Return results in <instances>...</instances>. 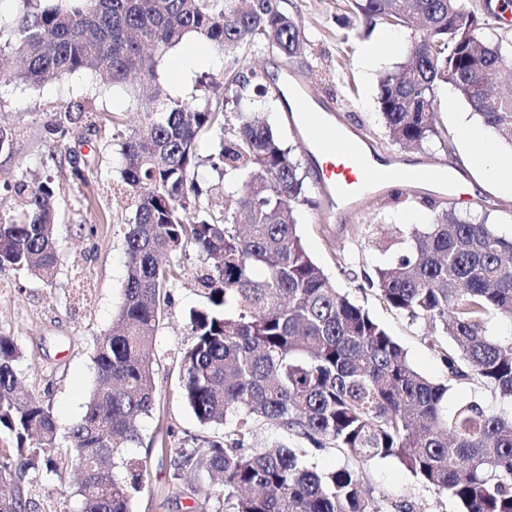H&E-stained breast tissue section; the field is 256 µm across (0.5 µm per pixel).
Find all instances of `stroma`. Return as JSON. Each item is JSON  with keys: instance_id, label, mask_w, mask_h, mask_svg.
I'll use <instances>...</instances> for the list:
<instances>
[{"instance_id": "1", "label": "stroma", "mask_w": 512, "mask_h": 512, "mask_svg": "<svg viewBox=\"0 0 512 512\" xmlns=\"http://www.w3.org/2000/svg\"><path fill=\"white\" fill-rule=\"evenodd\" d=\"M288 10L304 32L307 44L302 57L287 58L266 49L249 56L248 62L265 69L274 84L298 75L307 103L330 112L333 123L346 134L371 144L377 154L392 162L442 163L454 170L462 182L474 181L477 172L461 148L455 133L456 119L465 116L477 122L469 104L455 93H438L439 137L418 148L391 143L385 133L377 102L381 75L405 61L397 54L364 73L356 62V47L369 40L365 26H341L342 0H288ZM179 49L169 50L159 61L155 83L163 89H178L181 99L203 103L211 99L201 74L219 79L228 62L218 59L207 70L193 69L178 74ZM99 82L92 71L82 70L62 80L37 88L16 81L0 82V123L16 128L9 148L0 150V208L9 209L12 196L7 180L21 175L42 177L62 174L61 192L55 200L58 214V274L47 286L25 276L0 275V334L14 337L24 352L21 364L26 390L49 404L61 431L78 422L85 412L94 373L91 352L97 338L112 327L126 278L125 244L122 233L131 210L118 194L120 143L144 118L137 108L133 87H114L97 96L93 111L104 128L109 144L100 147L97 136L83 128H71L60 141L47 139L45 127L67 104L85 96ZM258 111L267 113L272 125L288 145L294 146L306 176L310 201L300 208L299 230L310 255L324 268L336 287L366 310L403 348L413 367L437 384L448 387V403L475 400L487 408L503 403L488 387L449 380L423 319L413 318L389 307L365 276L376 266L389 262L392 252L378 247L381 239L409 244L406 214L423 210V196L434 195L438 204L457 207L473 219L493 225L503 235L512 234V195L491 186L482 193L455 203L448 190L420 187L407 190L390 186L384 192L369 191L356 211L336 229V211L329 208L317 188V172L307 159V143L295 134L280 101H258ZM78 160L83 179L68 176L70 160ZM181 278L171 290L152 344L157 387L156 407L139 421V438L118 449L121 458L146 463L148 478L132 500V512H225L223 504L180 496L169 501L170 483L161 451L192 446L194 441L220 437V425H201L181 397L179 368L174 352L187 348L192 338L187 322L190 310L202 307L192 274L200 264L195 251L179 259ZM363 476L374 499L386 512H459L447 494L423 485L396 459L373 460L363 467ZM79 462L67 456L53 476L29 474L24 483L31 499L30 512H74V492Z\"/></svg>"}]
</instances>
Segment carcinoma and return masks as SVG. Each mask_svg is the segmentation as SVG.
Wrapping results in <instances>:
<instances>
[{"instance_id":"1","label":"carcinoma","mask_w":512,"mask_h":512,"mask_svg":"<svg viewBox=\"0 0 512 512\" xmlns=\"http://www.w3.org/2000/svg\"><path fill=\"white\" fill-rule=\"evenodd\" d=\"M287 0H0V64L37 88L79 70L114 86L154 78L159 57L186 38L233 58L214 85L222 106L192 107L155 91L144 122L121 145V185L132 197L124 225L129 257L118 329L94 343V382L82 418L61 445L51 408L20 388L22 350L0 334V434L16 454L0 455V512H28L24 477L57 473L62 454L83 462L77 512H131L147 467L105 466L139 439L137 423L156 405L146 348L177 280L172 258H204L195 282L206 303L190 311L192 344L177 352L181 395L203 425L224 435L165 451L172 485L228 512H383L361 471L307 469L302 449L251 446L262 418L315 448L331 444L367 463L395 458L423 484L446 492L461 512H512V412L480 403L444 406L448 386L410 364L387 331L335 287L298 233L304 177L283 134L251 111L268 94L265 77L243 65L268 48L297 58L306 39ZM366 26L409 33L408 63L380 80L378 104L389 138L421 146L437 133L436 89L451 86L501 144L512 148V94L491 86L512 73V41L488 37L489 19L466 0H350ZM105 133L87 99L47 125L61 138L72 125ZM214 135L207 161L224 187V211L203 204L197 179L200 136ZM18 201L0 219V275L24 273L46 285L58 272L57 217L49 176L9 185ZM432 223L410 232V247L366 277L391 308L427 320L448 379H477L512 404V343L486 331L495 313L512 322V237L424 201ZM446 336L457 348L439 339Z\"/></svg>"}]
</instances>
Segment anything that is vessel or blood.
<instances>
[{
	"instance_id": "1",
	"label": "vessel or blood",
	"mask_w": 512,
	"mask_h": 512,
	"mask_svg": "<svg viewBox=\"0 0 512 512\" xmlns=\"http://www.w3.org/2000/svg\"><path fill=\"white\" fill-rule=\"evenodd\" d=\"M293 106L301 114V128L308 143L321 160L318 189L332 204L353 207L356 197L366 189L385 185L394 177L414 189L435 182L441 174L442 168L437 164L398 171L368 165L366 153L357 140L319 113L308 110L304 100L295 99Z\"/></svg>"
}]
</instances>
